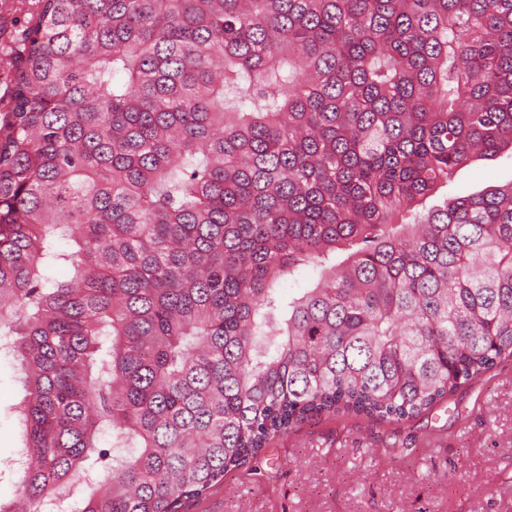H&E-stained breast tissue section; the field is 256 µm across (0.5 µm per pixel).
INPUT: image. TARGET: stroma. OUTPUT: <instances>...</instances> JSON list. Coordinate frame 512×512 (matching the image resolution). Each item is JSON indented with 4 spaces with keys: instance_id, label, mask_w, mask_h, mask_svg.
Returning a JSON list of instances; mask_svg holds the SVG:
<instances>
[{
    "instance_id": "35a3bbf8",
    "label": "stroma",
    "mask_w": 512,
    "mask_h": 512,
    "mask_svg": "<svg viewBox=\"0 0 512 512\" xmlns=\"http://www.w3.org/2000/svg\"><path fill=\"white\" fill-rule=\"evenodd\" d=\"M32 4L0 0V116ZM509 182L512 155L503 153L458 170L427 204ZM21 397L14 360L1 352L0 460L21 444ZM181 512H512V358L408 420H305Z\"/></svg>"
}]
</instances>
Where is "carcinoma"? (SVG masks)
Here are the masks:
<instances>
[{
	"label": "carcinoma",
	"instance_id": "1",
	"mask_svg": "<svg viewBox=\"0 0 512 512\" xmlns=\"http://www.w3.org/2000/svg\"><path fill=\"white\" fill-rule=\"evenodd\" d=\"M20 57L30 512H180L307 418H413L512 357V181L422 208L512 149V0H34Z\"/></svg>",
	"mask_w": 512,
	"mask_h": 512
}]
</instances>
